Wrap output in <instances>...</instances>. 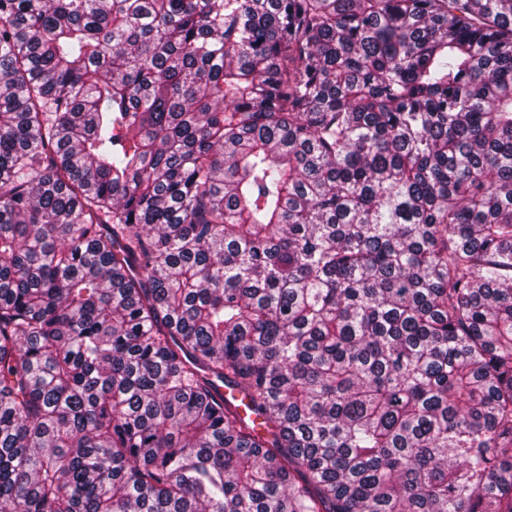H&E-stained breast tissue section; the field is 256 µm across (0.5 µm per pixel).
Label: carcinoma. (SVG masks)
I'll use <instances>...</instances> for the list:
<instances>
[{"mask_svg":"<svg viewBox=\"0 0 512 512\" xmlns=\"http://www.w3.org/2000/svg\"><path fill=\"white\" fill-rule=\"evenodd\" d=\"M0 512H512V0H0Z\"/></svg>","mask_w":512,"mask_h":512,"instance_id":"carcinoma-1","label":"carcinoma"}]
</instances>
